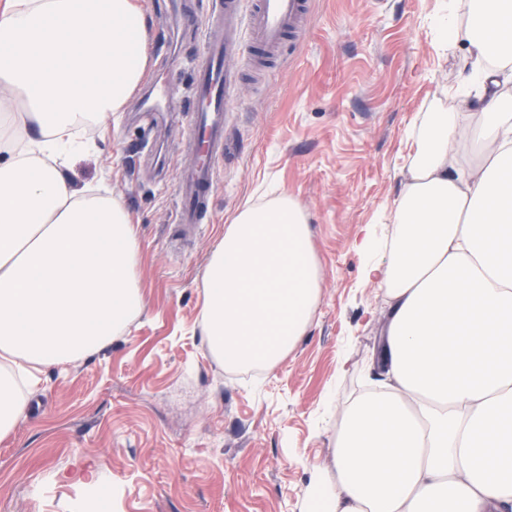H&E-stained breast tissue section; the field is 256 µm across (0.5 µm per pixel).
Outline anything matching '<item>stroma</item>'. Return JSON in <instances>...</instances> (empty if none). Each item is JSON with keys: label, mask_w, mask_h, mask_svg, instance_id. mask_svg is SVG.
Returning <instances> with one entry per match:
<instances>
[{"label": "stroma", "mask_w": 512, "mask_h": 512, "mask_svg": "<svg viewBox=\"0 0 512 512\" xmlns=\"http://www.w3.org/2000/svg\"><path fill=\"white\" fill-rule=\"evenodd\" d=\"M146 79L169 90L157 120L133 94L69 173L76 190L121 196L138 226L146 308L105 353L39 376L27 415L0 441V512H311L336 422L361 391L386 305L365 277V227L389 236L422 113L452 108L463 49L434 47L447 0H314L278 66L244 70L215 158L207 223L180 224L196 62L213 0H142ZM305 211L321 302L269 371L225 369L200 338L202 277L224 226L269 189ZM101 471L100 499L85 486Z\"/></svg>", "instance_id": "1"}]
</instances>
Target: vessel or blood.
<instances>
[{
	"label": "vessel or blood",
	"mask_w": 512,
	"mask_h": 512,
	"mask_svg": "<svg viewBox=\"0 0 512 512\" xmlns=\"http://www.w3.org/2000/svg\"><path fill=\"white\" fill-rule=\"evenodd\" d=\"M311 16L312 0H221L206 28L197 70L190 137L198 160L180 179V223H201L215 187L213 159L225 148L224 130L238 84L226 59L238 53L250 66H270L279 60L285 40L302 36Z\"/></svg>",
	"instance_id": "1"
}]
</instances>
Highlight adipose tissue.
Returning a JSON list of instances; mask_svg holds the SVG:
<instances>
[{
    "mask_svg": "<svg viewBox=\"0 0 512 512\" xmlns=\"http://www.w3.org/2000/svg\"><path fill=\"white\" fill-rule=\"evenodd\" d=\"M438 17L473 96L425 113L370 268L387 306L372 390L336 424L316 512H512V0ZM137 0H8L0 10V441L25 375L100 353L145 306L121 198L72 188L79 123L124 111L148 66ZM483 160L462 167L463 138ZM303 209L287 195L239 210L202 280L201 339L225 367L275 368L321 301Z\"/></svg>",
    "mask_w": 512,
    "mask_h": 512,
    "instance_id": "ef3b65f1",
    "label": "adipose tissue"
}]
</instances>
